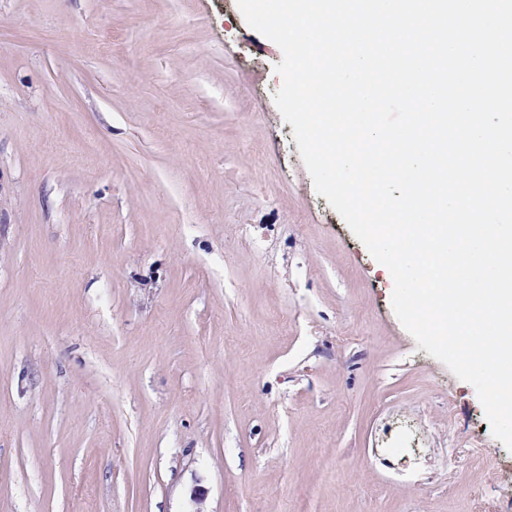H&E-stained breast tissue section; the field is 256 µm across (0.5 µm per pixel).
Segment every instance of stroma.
<instances>
[{"label": "stroma", "mask_w": 512, "mask_h": 512, "mask_svg": "<svg viewBox=\"0 0 512 512\" xmlns=\"http://www.w3.org/2000/svg\"><path fill=\"white\" fill-rule=\"evenodd\" d=\"M282 58L237 0H0V512H512Z\"/></svg>", "instance_id": "stroma-1"}]
</instances>
